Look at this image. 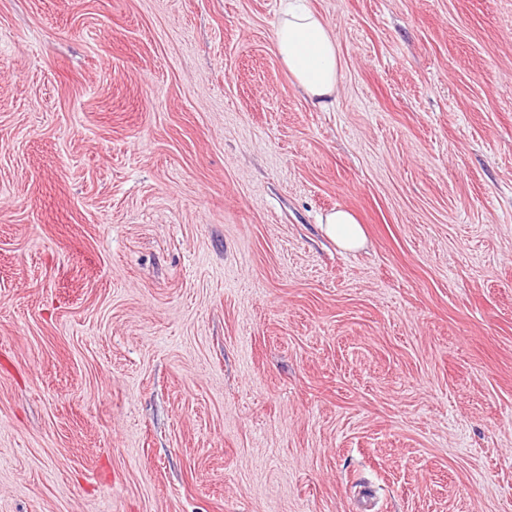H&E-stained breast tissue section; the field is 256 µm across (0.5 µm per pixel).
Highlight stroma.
Listing matches in <instances>:
<instances>
[{"mask_svg": "<svg viewBox=\"0 0 512 512\" xmlns=\"http://www.w3.org/2000/svg\"><path fill=\"white\" fill-rule=\"evenodd\" d=\"M307 3L0 0V512H512V0ZM276 51L295 84L327 108L336 92L340 56L336 35L305 3L288 8L277 23ZM321 223L323 232L343 249H356L364 242L361 224H358L355 216L348 210L331 211Z\"/></svg>", "mask_w": 512, "mask_h": 512, "instance_id": "35a3bbf8", "label": "stroma"}]
</instances>
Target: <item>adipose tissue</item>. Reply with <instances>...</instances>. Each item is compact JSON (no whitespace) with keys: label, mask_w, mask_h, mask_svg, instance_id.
<instances>
[{"label":"adipose tissue","mask_w":512,"mask_h":512,"mask_svg":"<svg viewBox=\"0 0 512 512\" xmlns=\"http://www.w3.org/2000/svg\"><path fill=\"white\" fill-rule=\"evenodd\" d=\"M276 51L295 84L317 106L328 107L337 88L340 56L336 36L306 4L293 6L277 23ZM323 232L346 250L360 247L364 232L348 210L328 213Z\"/></svg>","instance_id":"adipose-tissue-1"}]
</instances>
